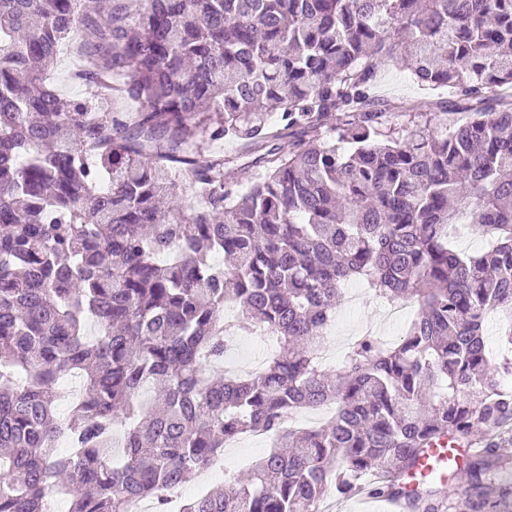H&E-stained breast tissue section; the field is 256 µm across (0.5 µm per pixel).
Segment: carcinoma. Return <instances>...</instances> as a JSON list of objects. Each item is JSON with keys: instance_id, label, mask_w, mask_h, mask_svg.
Returning <instances> with one entry per match:
<instances>
[{"instance_id": "1", "label": "carcinoma", "mask_w": 512, "mask_h": 512, "mask_svg": "<svg viewBox=\"0 0 512 512\" xmlns=\"http://www.w3.org/2000/svg\"><path fill=\"white\" fill-rule=\"evenodd\" d=\"M65 45L88 97L47 79ZM385 65L456 89L446 108L468 120L384 134ZM229 136L262 173L229 185L202 158ZM458 225L493 242L463 253ZM352 281L418 313L327 371ZM490 314L511 347L512 0H0V512H46L52 489L69 512H166L247 432L271 440L247 476L180 512H321L371 472L368 494L407 512H512V356L489 358ZM257 329L276 342L261 372L213 370ZM443 444L474 449L464 486L403 492Z\"/></svg>"}]
</instances>
